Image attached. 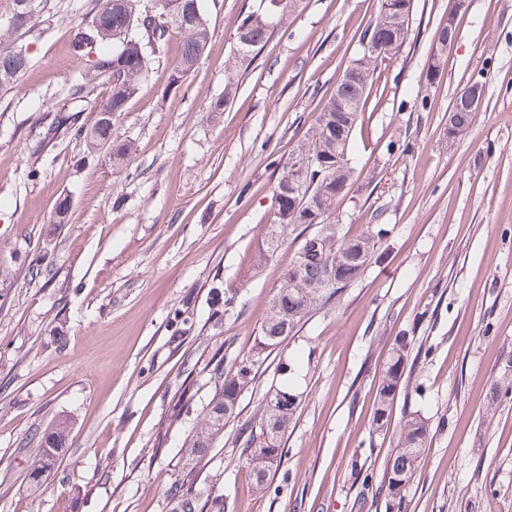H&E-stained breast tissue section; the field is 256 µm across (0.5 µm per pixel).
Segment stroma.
I'll return each mask as SVG.
<instances>
[{
	"mask_svg": "<svg viewBox=\"0 0 512 512\" xmlns=\"http://www.w3.org/2000/svg\"><path fill=\"white\" fill-rule=\"evenodd\" d=\"M106 0H37L13 30L0 0V47L29 69L0 90V512H171L167 489L190 477L225 512H385L380 481L406 410L432 429L406 491L408 512H512V0H466L434 79V33L450 0H412L408 35L376 71L352 134L355 174L330 223L391 233L331 305L313 311L253 368L235 420L197 465L185 442L213 393L217 362L248 356L302 237L254 255L274 188L360 48L380 0H298L240 70L223 112L237 28L267 0H203L211 39L178 84L172 36L114 133L136 146L127 170L82 163L77 129L107 96L86 84L75 35ZM485 96L448 137V114L473 80ZM431 106L419 111L416 96ZM75 110L74 125L54 130ZM408 151L388 150L393 139ZM71 204L55 223L60 197ZM432 346L400 387L386 431L375 394L395 337ZM301 373L302 402L281 463L257 489L232 441L280 361ZM68 425L65 455L28 480L44 430Z\"/></svg>",
	"mask_w": 512,
	"mask_h": 512,
	"instance_id": "stroma-1",
	"label": "stroma"
}]
</instances>
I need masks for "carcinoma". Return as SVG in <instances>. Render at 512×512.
Segmentation results:
<instances>
[{
    "instance_id": "obj_1",
    "label": "carcinoma",
    "mask_w": 512,
    "mask_h": 512,
    "mask_svg": "<svg viewBox=\"0 0 512 512\" xmlns=\"http://www.w3.org/2000/svg\"><path fill=\"white\" fill-rule=\"evenodd\" d=\"M170 0H160L161 10L151 12L141 7L140 0H112V12L105 15L97 11L87 23V28L97 25L96 42L82 44L74 40L71 50L74 56L90 60L89 71L93 78L105 82L108 96L104 103L112 114H121L129 99L140 89L145 74L149 71L154 57L161 53L174 34L181 36L182 48L178 65L171 75V83L176 85L198 62L204 53L211 36L210 26L203 9L202 0H179L176 8L169 6ZM391 28L385 4H380L378 14L360 31L358 43L367 37L376 38L386 45ZM271 36L270 22L252 13L241 21L236 36V49L256 55L266 45ZM10 50H0V88L11 87L29 67V58L21 57L13 63H6ZM373 73H368V82L343 76L337 82L336 94L322 107L316 118L315 130L307 149L301 151L295 162L302 161L308 155L314 159L309 172L305 192L309 198H319L326 210L336 206L341 193L336 191V161L334 153L327 150L329 141L336 137L332 126L338 124L347 127V136H352L361 113L346 112L350 103L364 104L370 95ZM88 152L98 150L100 144H110L112 155L109 161L112 168L122 169L135 151V145L128 139H120L113 134L112 124L96 112L91 125L83 133ZM280 196L279 208L273 220L274 226L261 241L259 254L264 255L278 248L280 231L278 225L291 224L288 217V175H283L276 185ZM326 237L331 244L338 242L347 245L342 261H336V252L329 250L319 257H313L303 265L300 281L295 283L290 275H285L273 303L260 326L251 354L229 368L218 363L213 373L214 393L206 405L202 423L192 430L186 447L191 461L207 455L216 440L224 436V425L220 423V412L227 409L237 412L239 399L247 379L254 366L263 360L267 349L281 344L293 332L301 321L315 308L330 303L338 292L354 283L365 272L374 257L379 244L387 239L389 229L385 224H371L369 229L356 236L348 237L339 232V225H328ZM335 277L340 285L335 288L316 291L312 286L329 277ZM309 287L311 298L304 301L300 297L303 287ZM409 346L405 338L395 339L385 371L377 388V403L374 408L373 431L388 427L396 393L408 370ZM299 404L291 402L270 416L272 422L271 439L266 443H256L262 434L258 420L246 421L234 438V444L240 448V457L245 461L257 488H262L272 467L281 462L285 448V436L294 419ZM430 434L429 419L416 411L404 414L396 437V448L380 481L378 494L383 496L385 512L395 509L407 512L406 490L416 472L424 464V452ZM66 424L58 422L45 429L38 457L31 463L29 481L39 486L44 473L53 469L57 463L58 450L64 449L66 442ZM168 494L174 502V512H224V500L208 497L176 480L168 488Z\"/></svg>"
}]
</instances>
